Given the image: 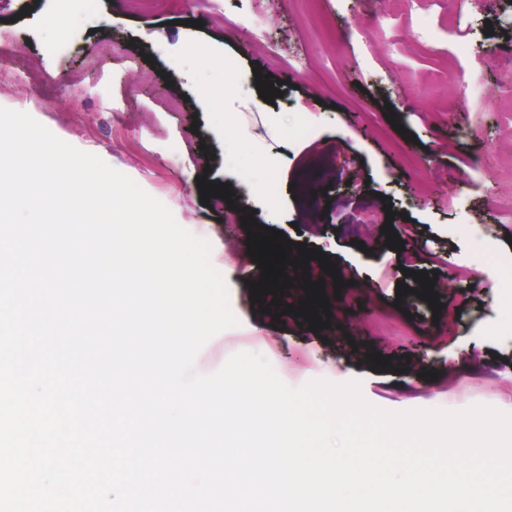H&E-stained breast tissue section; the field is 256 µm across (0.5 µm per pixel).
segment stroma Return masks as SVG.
I'll return each instance as SVG.
<instances>
[{
	"instance_id": "obj_1",
	"label": "stroma",
	"mask_w": 512,
	"mask_h": 512,
	"mask_svg": "<svg viewBox=\"0 0 512 512\" xmlns=\"http://www.w3.org/2000/svg\"><path fill=\"white\" fill-rule=\"evenodd\" d=\"M487 44L502 55L483 57ZM1 45L0 107L99 156L211 243L240 324L203 347L200 371L249 351L292 387L360 379L390 411L512 413V288L497 282L512 273V0H183L172 13L100 0L90 14L0 0ZM257 67L282 82L274 103ZM204 176L345 272L325 290L329 328L252 301L247 230L200 202ZM416 271L436 275L440 313L414 295ZM374 352L390 369L372 368Z\"/></svg>"
}]
</instances>
